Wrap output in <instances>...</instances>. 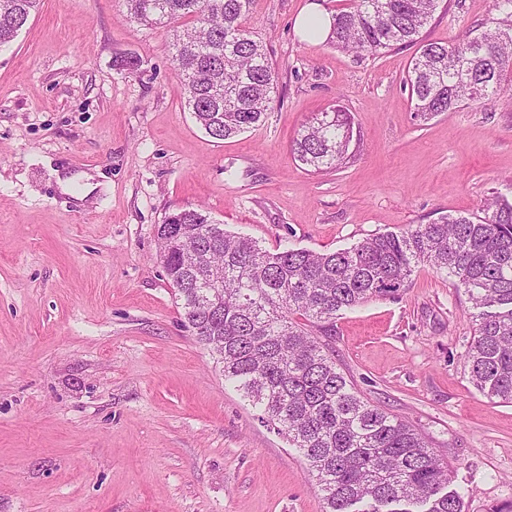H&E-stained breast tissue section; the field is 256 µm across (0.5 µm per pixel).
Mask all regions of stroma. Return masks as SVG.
Returning <instances> with one entry per match:
<instances>
[{
    "label": "stroma",
    "mask_w": 512,
    "mask_h": 512,
    "mask_svg": "<svg viewBox=\"0 0 512 512\" xmlns=\"http://www.w3.org/2000/svg\"><path fill=\"white\" fill-rule=\"evenodd\" d=\"M311 1L254 0L278 87L262 124L224 141L185 109L165 32L122 0H39L0 48V512H323L303 454L182 327L157 228L201 206L268 250L319 252L481 213L512 201V98L416 119L415 47L308 40ZM492 20L512 24L493 0H441L422 37ZM334 105L354 116L351 156L307 172L291 141ZM83 174L84 199L58 183ZM474 331L463 292L422 263L325 342L365 401L425 437L465 512H489L512 499V404L470 382Z\"/></svg>",
    "instance_id": "1"
}]
</instances>
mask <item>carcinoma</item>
Listing matches in <instances>:
<instances>
[{
    "mask_svg": "<svg viewBox=\"0 0 512 512\" xmlns=\"http://www.w3.org/2000/svg\"><path fill=\"white\" fill-rule=\"evenodd\" d=\"M11 2L0 9V47L15 40L38 5ZM253 2L124 0L131 21L171 33L185 108L216 140L261 125L278 83L266 46L246 26ZM438 4L348 0L329 38L358 56L418 46L406 82L423 121L503 95L512 83V28L487 27L444 44L420 40ZM352 139L349 113L320 112L293 139L291 153L318 173L345 163ZM158 240L182 326L224 381L303 453L324 512H464L465 493L450 488L448 468L425 438L365 402L318 337L332 335L340 312L398 294L427 262L471 303L470 382L512 403V201L497 196L482 217L449 214L331 252H271L198 208L165 216Z\"/></svg>",
    "mask_w": 512,
    "mask_h": 512,
    "instance_id": "obj_1",
    "label": "carcinoma"
}]
</instances>
